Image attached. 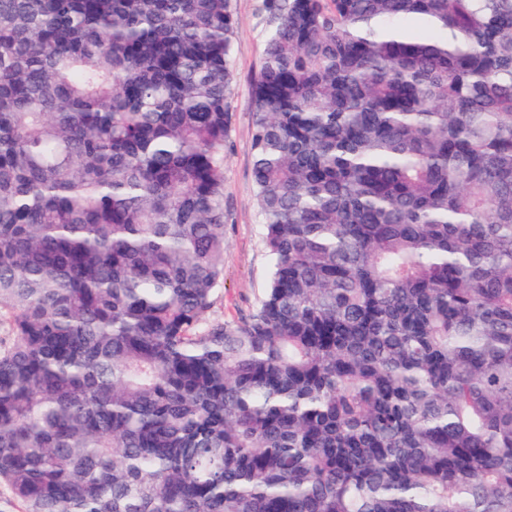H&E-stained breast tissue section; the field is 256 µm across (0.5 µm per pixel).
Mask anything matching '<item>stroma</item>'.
I'll use <instances>...</instances> for the list:
<instances>
[{
  "mask_svg": "<svg viewBox=\"0 0 512 512\" xmlns=\"http://www.w3.org/2000/svg\"><path fill=\"white\" fill-rule=\"evenodd\" d=\"M237 17L233 33L229 142L224 166V195L228 212L224 227V277L208 316L238 321L261 298L269 262L261 219L253 197L251 135L252 87L269 28L262 0H231Z\"/></svg>",
  "mask_w": 512,
  "mask_h": 512,
  "instance_id": "35a3bbf8",
  "label": "stroma"
}]
</instances>
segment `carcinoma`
Here are the masks:
<instances>
[{"label": "carcinoma", "mask_w": 512, "mask_h": 512, "mask_svg": "<svg viewBox=\"0 0 512 512\" xmlns=\"http://www.w3.org/2000/svg\"><path fill=\"white\" fill-rule=\"evenodd\" d=\"M270 280L224 275L230 0H0V485L25 512H512V0H263Z\"/></svg>", "instance_id": "obj_1"}]
</instances>
